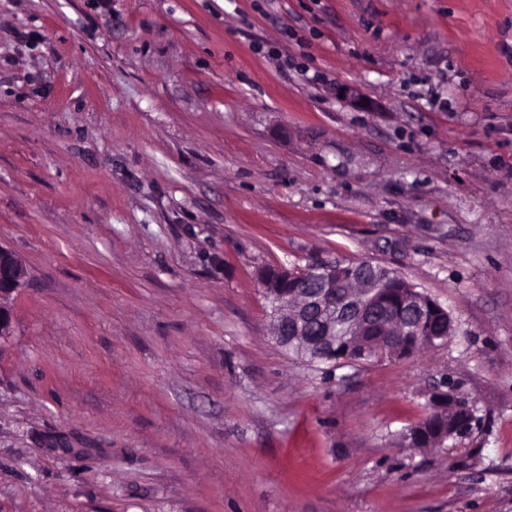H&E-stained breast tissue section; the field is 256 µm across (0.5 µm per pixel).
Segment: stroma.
Listing matches in <instances>:
<instances>
[{
	"label": "stroma",
	"instance_id": "stroma-1",
	"mask_svg": "<svg viewBox=\"0 0 512 512\" xmlns=\"http://www.w3.org/2000/svg\"><path fill=\"white\" fill-rule=\"evenodd\" d=\"M0 246V512H512V0H0ZM366 261L454 335L275 344L261 270ZM27 269L11 250L0 246V344L12 336L14 294L24 285ZM424 318H421L414 331L407 332L405 336H399L393 347L394 351H387V355L391 353L398 354V358L409 357L415 353H419L426 349L419 345L414 351L417 338L414 336H425L429 343L441 345L448 340V337L454 333L452 318L450 315L437 317L431 311L425 312ZM448 330H451L448 334ZM446 409L441 413H434L429 405V411L417 423L408 428L407 433H404V441L409 440V445L415 444L413 448H428L425 443L419 444L418 441L426 440L431 437L433 444H438V437L440 434L447 435L448 432H453L460 427H472L471 422L473 418L470 415V408L467 401L461 399H451L449 405L445 404ZM470 423V424H469ZM419 426L416 431L417 437L412 435L415 427ZM452 434H448L450 437Z\"/></svg>",
	"mask_w": 512,
	"mask_h": 512
}]
</instances>
